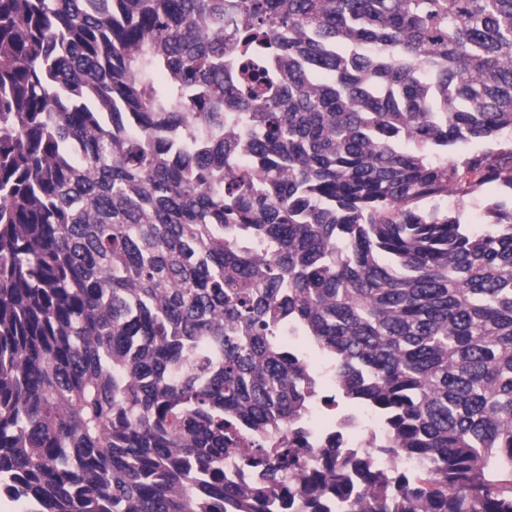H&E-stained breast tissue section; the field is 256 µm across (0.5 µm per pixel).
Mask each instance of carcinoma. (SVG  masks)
<instances>
[{"label": "carcinoma", "mask_w": 512, "mask_h": 512, "mask_svg": "<svg viewBox=\"0 0 512 512\" xmlns=\"http://www.w3.org/2000/svg\"><path fill=\"white\" fill-rule=\"evenodd\" d=\"M510 129L512 0H0V498L512 512ZM316 408H311L306 414L302 428L312 442L326 441L336 432L340 434L342 445L348 450L364 452L375 449L382 438V428L376 416L367 413H349L343 417L349 418V425L345 431H340L339 423L342 418L324 419Z\"/></svg>", "instance_id": "carcinoma-1"}]
</instances>
